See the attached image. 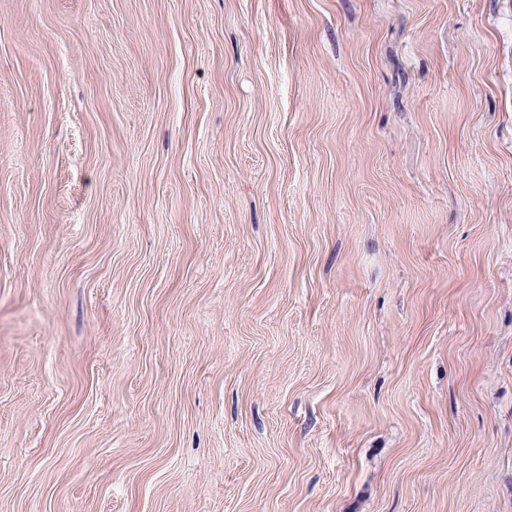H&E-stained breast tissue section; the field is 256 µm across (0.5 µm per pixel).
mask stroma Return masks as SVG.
<instances>
[{
	"mask_svg": "<svg viewBox=\"0 0 512 512\" xmlns=\"http://www.w3.org/2000/svg\"><path fill=\"white\" fill-rule=\"evenodd\" d=\"M0 512H512V0H0Z\"/></svg>",
	"mask_w": 512,
	"mask_h": 512,
	"instance_id": "obj_1",
	"label": "stroma"
}]
</instances>
